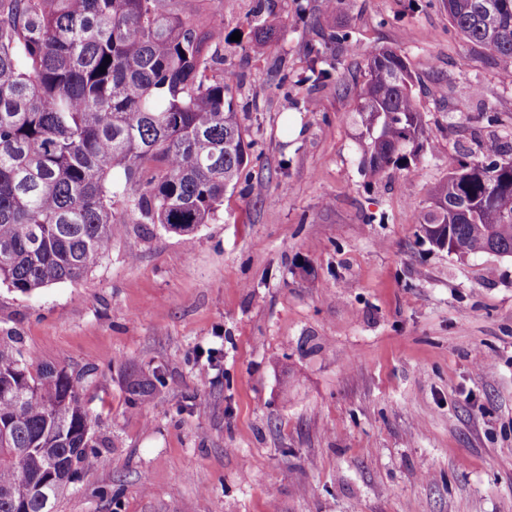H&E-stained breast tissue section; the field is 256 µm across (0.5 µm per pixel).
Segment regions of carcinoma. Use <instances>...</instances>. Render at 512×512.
<instances>
[{
	"label": "carcinoma",
	"instance_id": "1",
	"mask_svg": "<svg viewBox=\"0 0 512 512\" xmlns=\"http://www.w3.org/2000/svg\"><path fill=\"white\" fill-rule=\"evenodd\" d=\"M179 0H0V284L21 293L82 279L125 216L189 233L215 220L251 143L224 80V32ZM456 30L512 63V0H446ZM354 49L348 30L328 34ZM110 60H105V57ZM316 55L307 80L332 78ZM106 72H100V67ZM359 94L371 140L365 175L405 169L431 144L413 75L393 50L368 54ZM411 151H406L407 147ZM421 228L465 256H512V143L451 163ZM164 386L132 382L129 403ZM63 368L32 369L21 337L0 336V512H54L103 444Z\"/></svg>",
	"mask_w": 512,
	"mask_h": 512
}]
</instances>
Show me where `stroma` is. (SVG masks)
I'll return each instance as SVG.
<instances>
[{
    "label": "stroma",
    "mask_w": 512,
    "mask_h": 512,
    "mask_svg": "<svg viewBox=\"0 0 512 512\" xmlns=\"http://www.w3.org/2000/svg\"><path fill=\"white\" fill-rule=\"evenodd\" d=\"M208 7L252 143L216 219L121 224L79 283L0 286V335L79 377L108 442L55 512H512V257L420 228L453 159L512 139V64L443 0ZM338 27L359 53L325 44ZM379 48L405 56L433 147L370 181L357 104ZM313 50L332 81L306 82ZM156 372L129 409L128 381Z\"/></svg>",
    "instance_id": "obj_1"
}]
</instances>
